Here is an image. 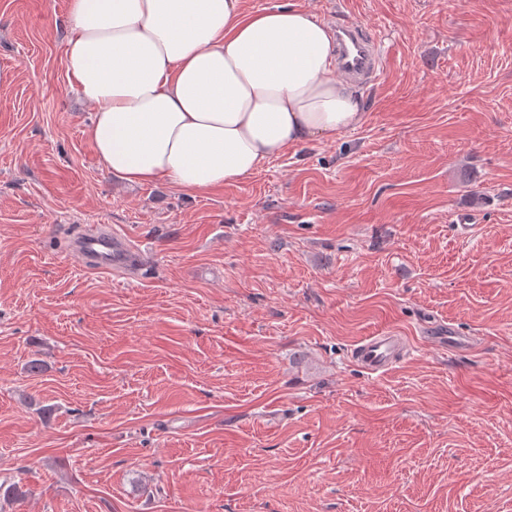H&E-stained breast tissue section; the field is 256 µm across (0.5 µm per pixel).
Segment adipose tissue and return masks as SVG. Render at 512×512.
I'll return each instance as SVG.
<instances>
[{
	"mask_svg": "<svg viewBox=\"0 0 512 512\" xmlns=\"http://www.w3.org/2000/svg\"><path fill=\"white\" fill-rule=\"evenodd\" d=\"M245 0H69L65 68L89 136L126 183L188 192L250 176L364 121L313 14Z\"/></svg>",
	"mask_w": 512,
	"mask_h": 512,
	"instance_id": "1",
	"label": "adipose tissue"
}]
</instances>
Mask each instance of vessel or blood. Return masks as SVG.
<instances>
[{
  "mask_svg": "<svg viewBox=\"0 0 512 512\" xmlns=\"http://www.w3.org/2000/svg\"><path fill=\"white\" fill-rule=\"evenodd\" d=\"M336 70L355 83L376 79L382 60L378 42L361 26L340 22L335 26ZM71 254L90 268L125 274L141 264L139 248L126 236L105 224H97L72 241ZM399 337L371 336L355 349L357 359L372 372L388 369L402 354Z\"/></svg>",
  "mask_w": 512,
  "mask_h": 512,
  "instance_id": "obj_1",
  "label": "vessel or blood"
}]
</instances>
